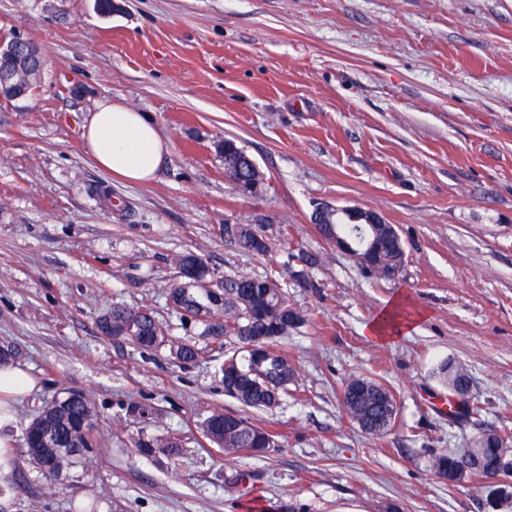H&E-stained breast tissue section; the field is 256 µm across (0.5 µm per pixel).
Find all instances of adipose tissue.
<instances>
[{
  "label": "adipose tissue",
  "mask_w": 512,
  "mask_h": 512,
  "mask_svg": "<svg viewBox=\"0 0 512 512\" xmlns=\"http://www.w3.org/2000/svg\"><path fill=\"white\" fill-rule=\"evenodd\" d=\"M83 138L100 169L133 184L151 182L167 150L151 118L109 99L97 103ZM37 386V379L20 364L0 365V421L10 418L18 397L29 395Z\"/></svg>",
  "instance_id": "obj_1"
}]
</instances>
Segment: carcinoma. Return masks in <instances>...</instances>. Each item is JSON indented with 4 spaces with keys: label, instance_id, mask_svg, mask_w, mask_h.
Returning a JSON list of instances; mask_svg holds the SVG:
<instances>
[{
    "label": "carcinoma",
    "instance_id": "1",
    "mask_svg": "<svg viewBox=\"0 0 512 512\" xmlns=\"http://www.w3.org/2000/svg\"><path fill=\"white\" fill-rule=\"evenodd\" d=\"M41 73V60L25 63V95L39 86ZM219 152L224 157V171L236 174V182L244 187V192L254 194L262 188L265 174L236 140L224 139ZM315 224L327 239L336 231L357 248L367 240L366 225L346 224L339 215L317 214ZM268 226L269 222L261 218L252 224H221L218 231L242 253L267 256L280 250L286 253L289 262L298 263V268H291L287 273L272 270L263 275L226 272L217 278L200 255L189 251L173 257L181 281L171 287L168 299L181 319L203 323L205 335L213 343L237 344V350L224 355L221 366L224 395L244 407L273 412L281 406L283 396L298 376L296 366L277 348V342L304 327L309 320L306 310L290 303L288 289L303 287L319 295L323 285L317 281L303 284L311 278V269L319 266L322 258L303 248L292 249L285 230L268 233ZM98 326L101 330L112 328L113 337L140 349L166 348L179 364L191 363L198 357L196 344L170 335L148 307L114 306L99 319ZM253 340L267 348L260 360L252 359V354L244 348L246 342ZM433 374L449 389H469V385L462 384L469 378L468 371L449 359L439 362ZM341 394L343 411L365 434L374 439L389 434L398 409L393 393L385 385L366 375L351 374L341 379ZM98 417L96 404L84 393L66 402L46 403L25 428L27 453L33 468L55 481L59 470L78 459L89 460ZM202 431L210 433L209 441L227 456L240 455L245 449L256 455L281 447L277 432L254 425L241 413L210 410L202 421ZM511 441L512 435L505 430L481 432L476 443L482 458L471 476L489 475ZM181 447L176 438L143 432L136 441L139 452L169 459L178 456ZM466 455L465 450L446 449L433 456L432 466L438 474L446 475L457 470ZM48 456L59 460L58 468L45 467Z\"/></svg>",
    "mask_w": 512,
    "mask_h": 512
}]
</instances>
